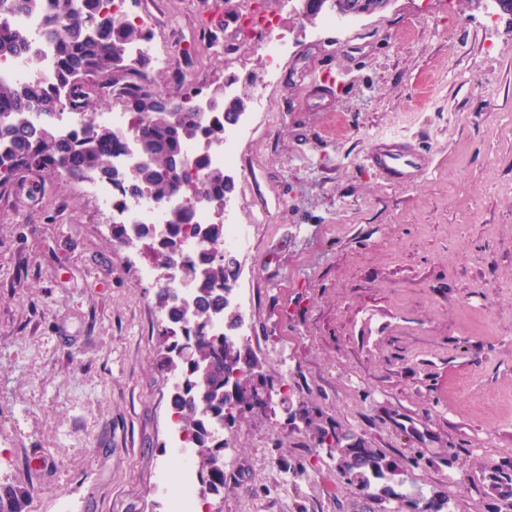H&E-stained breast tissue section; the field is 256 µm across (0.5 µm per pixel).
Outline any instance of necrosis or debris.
<instances>
[{
  "instance_id": "necrosis-or-debris-1",
  "label": "necrosis or debris",
  "mask_w": 512,
  "mask_h": 512,
  "mask_svg": "<svg viewBox=\"0 0 512 512\" xmlns=\"http://www.w3.org/2000/svg\"><path fill=\"white\" fill-rule=\"evenodd\" d=\"M12 24L27 29L34 47L42 57L40 76L46 85H53L56 80L54 49L47 38L48 30L56 25L52 7H44L36 15L11 16ZM86 187L96 196L103 208L119 214L122 223L133 226L148 224L159 228L169 224L176 212H184L186 230L181 235V242L174 255L172 269H164L151 263L141 269V276L147 280L164 281L180 295H190L193 286L182 275L181 268L185 261L197 257L209 246L207 240L194 234V226L213 223L221 219L224 224V237L218 249L222 252L245 253L252 246L254 227L238 221L241 208L239 201L229 199L212 202L204 198L189 199L177 196L170 200L157 202L151 199H131L123 186L91 176L85 181ZM171 451L181 461V468L176 479L165 480L164 487L168 495L171 512H200L201 504L195 494L194 450L192 443L182 429H175L170 436Z\"/></svg>"
}]
</instances>
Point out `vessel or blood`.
Returning <instances> with one entry per match:
<instances>
[{
    "instance_id": "1",
    "label": "vessel or blood",
    "mask_w": 512,
    "mask_h": 512,
    "mask_svg": "<svg viewBox=\"0 0 512 512\" xmlns=\"http://www.w3.org/2000/svg\"><path fill=\"white\" fill-rule=\"evenodd\" d=\"M366 161L387 181L408 185L413 183L426 167L427 154L415 141L389 137L370 147Z\"/></svg>"
}]
</instances>
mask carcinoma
Listing matches in <instances>:
<instances>
[{
  "mask_svg": "<svg viewBox=\"0 0 512 512\" xmlns=\"http://www.w3.org/2000/svg\"><path fill=\"white\" fill-rule=\"evenodd\" d=\"M43 0H0L11 14H30L41 8ZM59 27L49 33L55 50L57 80L47 87L39 77L41 59L32 48L28 34L0 17V61L24 59L29 77L21 82L0 80V188H7L19 174L39 170L65 174L83 180L96 174L138 198L156 201L176 195H202L215 201L224 199L232 189L224 171L207 168L199 157L194 161L196 174L188 171L183 158L185 146L206 139L224 140V132L247 110L245 96L227 97L224 86L215 87L210 97L219 103L217 112L203 110L198 93L186 89L175 96H161L145 75L124 86L128 108L136 114L134 151L141 163L131 171L116 162L121 146L119 135L91 119L74 135L61 133L52 115L69 107L78 112L87 109L85 101L71 97L87 78L107 79L113 73L129 69V46L146 37L144 29L129 19L119 20L112 12L98 10V0H51ZM36 110L42 122L33 126L25 113ZM182 229L180 221L168 225L169 237L153 244L148 228L129 229L124 224L111 228L112 241L124 246L140 243L151 247L156 263L167 266ZM236 259L226 253L204 252L185 265V275L194 284L190 302L181 300L167 287L156 293V303L171 323L183 327L184 336L172 338L158 359L159 366L176 377L170 408L183 429L196 443V466L204 490L218 494L224 489V469L214 461L224 451V438L213 427L250 411L251 400L258 398V384L266 383L262 364L248 348L229 336L217 339L206 333L207 325L224 319L229 332L241 323L240 314L230 309L226 293L235 277ZM357 438L349 433L321 431L317 445L326 449L336 471L353 487L363 502H391L395 498L413 500L416 512H451L450 499L443 492L427 496L420 490L406 489L395 481L398 465L378 448H358ZM487 488L496 501L494 512H512V467L487 469ZM22 493L0 484V512H25Z\"/></svg>",
  "mask_w": 512,
  "mask_h": 512,
  "instance_id": "cac0c4a2",
  "label": "carcinoma"
}]
</instances>
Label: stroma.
Instances as JSON below:
<instances>
[{
	"label": "stroma",
	"instance_id": "stroma-1",
	"mask_svg": "<svg viewBox=\"0 0 512 512\" xmlns=\"http://www.w3.org/2000/svg\"><path fill=\"white\" fill-rule=\"evenodd\" d=\"M166 67L202 92L263 93L232 196L255 224L232 283L275 394L224 431L210 512H358L318 427L396 460L406 487L492 512L486 466L512 463V14L489 0H385L326 30L288 0H137ZM290 47L268 75L254 10ZM331 70L336 93L310 81ZM419 142L412 185L365 162ZM80 182L39 170L0 192V482L26 512H168L171 374L141 248L113 242ZM319 414L307 426L304 412Z\"/></svg>",
	"mask_w": 512,
	"mask_h": 512
}]
</instances>
